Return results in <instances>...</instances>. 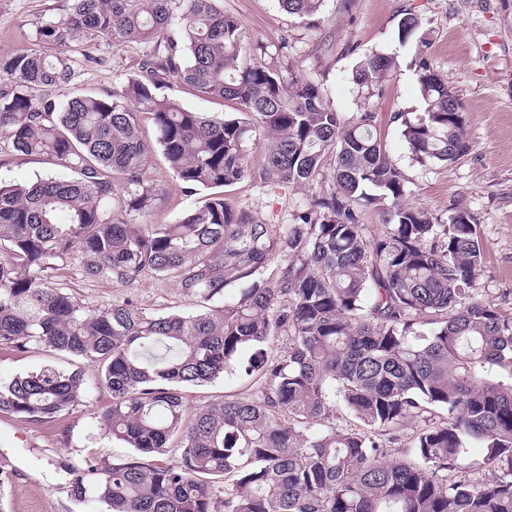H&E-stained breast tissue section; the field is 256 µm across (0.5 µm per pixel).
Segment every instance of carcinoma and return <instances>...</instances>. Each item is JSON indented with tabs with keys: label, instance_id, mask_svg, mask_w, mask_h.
<instances>
[{
	"label": "carcinoma",
	"instance_id": "1",
	"mask_svg": "<svg viewBox=\"0 0 512 512\" xmlns=\"http://www.w3.org/2000/svg\"><path fill=\"white\" fill-rule=\"evenodd\" d=\"M219 2L70 0L65 16L36 22L50 47L80 34L142 45L137 74L107 97L51 96L75 79L67 55L0 59L10 80L0 135L73 173L0 185V345L98 365L112 398L97 415L102 436L132 449L118 464L84 460L74 497L105 512H512V319L475 298V219L459 209L441 224L406 205L377 113L345 120L318 83L251 56L242 21ZM323 2L279 0L301 18ZM421 28L408 13L399 38L418 33L424 45ZM395 65L369 54L352 82L380 96ZM417 68L422 111L392 119L416 162L453 163L470 151L465 105L426 58ZM170 83L232 101L237 116L188 109L161 93ZM142 114L187 193L248 176L253 119L267 137L264 182L312 181L331 156L335 188L291 224H267L222 195L173 224H136L157 196ZM364 206L381 210V234L366 235ZM68 261L119 288L172 278L201 309L151 315L131 296L91 309L50 282ZM424 324L438 328L425 334ZM274 336L286 350L268 365L261 345ZM247 350L246 372L264 378L256 395L189 406L186 388L234 371ZM88 395L81 372L44 366L0 382V412L48 423ZM429 409L443 417L393 453L397 429ZM468 442L483 449L476 466L488 477L451 482ZM169 448L179 462L151 461Z\"/></svg>",
	"mask_w": 512,
	"mask_h": 512
}]
</instances>
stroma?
I'll return each mask as SVG.
<instances>
[{
    "label": "stroma",
    "mask_w": 512,
    "mask_h": 512,
    "mask_svg": "<svg viewBox=\"0 0 512 512\" xmlns=\"http://www.w3.org/2000/svg\"><path fill=\"white\" fill-rule=\"evenodd\" d=\"M222 5L243 22L250 48L262 49L273 68H289L318 82L342 117L364 106L377 112L378 134L406 178L405 203L427 208L442 223L455 210L471 213L483 248L478 298L511 319L512 0H325L311 18L288 14L278 0H222ZM67 8L68 0H0V57L36 48L37 21L59 18ZM407 13L427 22L431 45L426 57L466 107L471 150L449 165L416 163L398 125L390 121L392 113L417 112L422 106L414 66L417 44L401 42L398 35V23ZM78 43L95 61L81 69L72 85L57 88L56 97L69 96L76 89L105 96L134 74L141 54L136 44L117 47L103 36L82 37ZM371 53L396 59L379 98L350 80L355 64ZM141 132L154 145L156 133L150 120H142ZM265 145L263 131H256L247 147L251 177L225 187L223 194L266 223L288 224L310 199L333 191L334 160L326 158L320 175L309 184L272 185L259 177ZM57 171L51 161L17 155L6 139H0V182L22 183ZM148 175L159 196L144 217L146 223H173L199 205L200 196L183 192L155 145ZM53 282L90 308L129 296L156 315L197 308L169 279L148 276L134 288H116L82 278L76 265L70 264L55 271ZM46 365L81 371L91 389L89 403L45 424L0 412V512H93L71 494L74 468L91 455L119 463L131 451L100 436L96 415L108 407L110 398L95 389V364L65 352H20L0 345L2 381ZM262 383L260 374L238 371L188 388L187 401L196 407L247 398Z\"/></svg>",
    "instance_id": "obj_1"
}]
</instances>
